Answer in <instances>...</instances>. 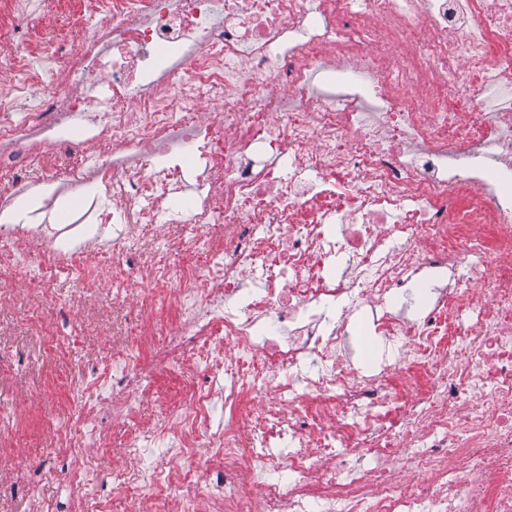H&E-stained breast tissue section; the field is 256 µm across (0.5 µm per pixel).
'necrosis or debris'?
Masks as SVG:
<instances>
[{"instance_id":"obj_1","label":"necrosis or debris","mask_w":512,"mask_h":512,"mask_svg":"<svg viewBox=\"0 0 512 512\" xmlns=\"http://www.w3.org/2000/svg\"><path fill=\"white\" fill-rule=\"evenodd\" d=\"M72 3L100 21L67 56L42 0L0 9V46L14 48L0 61V263L39 272L0 299L26 307L72 270L135 276L167 288L174 332L97 372L102 403L49 434L70 512H105L72 459L107 446V415H129L142 377L188 339L171 465L113 475L147 489L135 512H170L175 489L186 512H512V0L59 6ZM206 101L219 117L202 116ZM80 187L87 210L58 219ZM26 197L39 205L19 224ZM166 217L223 223L224 237L204 263L133 271L127 233L154 240ZM460 266L472 286L444 284L411 316L391 309ZM345 299L402 354L375 369L344 357L349 319L326 313ZM287 437L296 448L277 454Z\"/></svg>"}]
</instances>
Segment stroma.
<instances>
[{
	"mask_svg": "<svg viewBox=\"0 0 512 512\" xmlns=\"http://www.w3.org/2000/svg\"><path fill=\"white\" fill-rule=\"evenodd\" d=\"M220 224H167L154 242L146 244L136 235L126 239L127 252L137 268H146L158 262L175 264L179 255L168 252L167 240L182 239L191 251L203 252L211 237L223 234ZM63 298L102 295L106 298L105 316L110 327L109 335H102L97 325L90 320L70 316L55 319L45 303L36 301L28 308L19 310L6 301H0V405H9L17 390H26L42 405L38 416H22L15 423L21 455L0 456V479L9 478L27 462L36 469L35 479L42 497L54 504L56 512H68L71 488L61 474L60 464L55 461L51 448L45 444V435L50 423L59 415L80 419L88 407L99 399L95 385L82 377H71L69 367L104 368L123 357L132 339L139 338L145 344L160 348L167 344L172 331L166 321L167 314L160 308L150 286L130 281L121 287L109 284H92L80 271L63 276L57 288ZM139 307H152L158 320L149 325L140 324L134 311ZM54 330L65 354L66 365L50 378L42 377L46 364L37 328ZM180 357H173L167 369L160 374L144 379L146 394L138 408V415L127 425L113 427L109 445L93 454L92 468L88 478L96 488L107 512H132L130 490L115 486L112 470L120 462L130 461L128 442L138 436L143 445L141 454L158 467H165L170 457L167 445L157 439L158 430L169 427L171 422V400L184 385L178 375Z\"/></svg>",
	"mask_w": 512,
	"mask_h": 512,
	"instance_id": "obj_1",
	"label": "stroma"
}]
</instances>
